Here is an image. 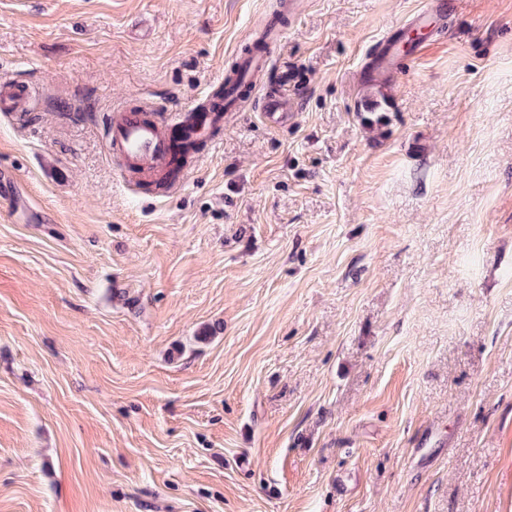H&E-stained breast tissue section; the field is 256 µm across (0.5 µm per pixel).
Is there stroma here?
Here are the masks:
<instances>
[{
	"mask_svg": "<svg viewBox=\"0 0 512 512\" xmlns=\"http://www.w3.org/2000/svg\"><path fill=\"white\" fill-rule=\"evenodd\" d=\"M422 2L310 0L164 191L113 110L280 0H0V512H512V0L371 80ZM406 33L404 28L392 27L376 43L369 57L368 76L371 79L383 80L393 72L398 59L397 48ZM28 90L12 81L0 82V111L9 112L21 108L28 100Z\"/></svg>",
	"mask_w": 512,
	"mask_h": 512,
	"instance_id": "stroma-1",
	"label": "stroma"
}]
</instances>
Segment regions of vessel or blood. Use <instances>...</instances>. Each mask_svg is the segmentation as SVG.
Returning a JSON list of instances; mask_svg holds the SVG:
<instances>
[{
	"instance_id": "1",
	"label": "vessel or blood",
	"mask_w": 512,
	"mask_h": 512,
	"mask_svg": "<svg viewBox=\"0 0 512 512\" xmlns=\"http://www.w3.org/2000/svg\"><path fill=\"white\" fill-rule=\"evenodd\" d=\"M447 9L446 0H425L423 7L415 11L404 26L390 28L376 43L369 57V77L374 80L387 78L394 70L397 48L406 29L429 28L434 20L445 18ZM239 64L243 89L227 88L223 109L194 108L192 116L180 119L178 129H171L149 105L115 110L108 139V149L113 157L120 159L125 170L141 181H150L174 170L180 146L211 140L226 114L235 110L240 91L254 92L259 77L270 68L272 60L267 52L244 54L240 56ZM28 97L25 87L7 80L0 82L1 112L21 108Z\"/></svg>"
}]
</instances>
